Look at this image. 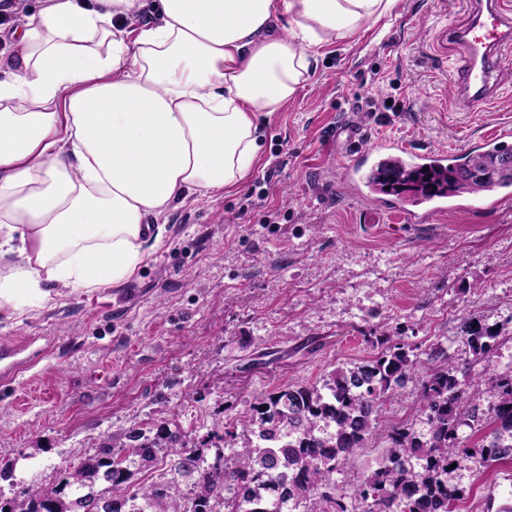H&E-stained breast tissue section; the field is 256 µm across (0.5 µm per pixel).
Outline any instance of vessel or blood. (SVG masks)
<instances>
[{
	"mask_svg": "<svg viewBox=\"0 0 512 512\" xmlns=\"http://www.w3.org/2000/svg\"><path fill=\"white\" fill-rule=\"evenodd\" d=\"M468 20L444 32L443 41L459 45L461 51L452 62V79L456 85L457 105L471 111L484 110L497 97L502 85L504 63L512 59V0H469ZM361 130L344 125L336 131L337 142L356 159L343 174L356 186H368L367 167L395 162L411 168L445 167L456 163L458 153L446 150L416 152L399 139H382L368 147L360 145ZM422 215H415L401 203L390 211L398 219L411 223L430 220L446 212L443 197L425 199Z\"/></svg>",
	"mask_w": 512,
	"mask_h": 512,
	"instance_id": "1",
	"label": "vessel or blood"
}]
</instances>
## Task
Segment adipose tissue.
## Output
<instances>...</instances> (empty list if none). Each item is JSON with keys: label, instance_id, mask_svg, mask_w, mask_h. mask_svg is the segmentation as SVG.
<instances>
[{"label": "adipose tissue", "instance_id": "1", "mask_svg": "<svg viewBox=\"0 0 512 512\" xmlns=\"http://www.w3.org/2000/svg\"><path fill=\"white\" fill-rule=\"evenodd\" d=\"M396 4L43 0L0 52V308L130 279L150 218L240 186L324 44Z\"/></svg>", "mask_w": 512, "mask_h": 512}]
</instances>
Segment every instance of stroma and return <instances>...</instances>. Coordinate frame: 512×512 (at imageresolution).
Here are the masks:
<instances>
[{
    "label": "stroma",
    "mask_w": 512,
    "mask_h": 512,
    "mask_svg": "<svg viewBox=\"0 0 512 512\" xmlns=\"http://www.w3.org/2000/svg\"><path fill=\"white\" fill-rule=\"evenodd\" d=\"M468 0H399L379 22L325 45L304 89L265 127L262 153L235 191L187 199L161 218V243L123 284L50 289L0 309V343L18 346L0 378V462L26 483L55 487L65 471L136 431L166 428L167 448L138 466L134 485L165 483L167 449L214 459L241 447L227 420L287 386L322 384L337 366L372 357L388 336L441 346L474 378L512 371V341L476 361L461 322L512 319V196H461L427 224L393 220L350 191L332 132L363 125L418 148L462 151L512 128V78L480 112L452 108L444 30ZM404 104L401 112L390 102ZM374 439L348 457L338 490L374 469ZM483 512H499L512 465L464 474Z\"/></svg>",
    "instance_id": "obj_1"
}]
</instances>
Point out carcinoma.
Returning <instances> with one entry per match:
<instances>
[{"label":"carcinoma","mask_w":512,"mask_h":512,"mask_svg":"<svg viewBox=\"0 0 512 512\" xmlns=\"http://www.w3.org/2000/svg\"><path fill=\"white\" fill-rule=\"evenodd\" d=\"M490 160H475L473 166L490 174L487 181L467 180L463 165H452L444 174L424 170L408 172L381 166L373 181L389 193L414 196L448 192L471 194L501 182L512 184V167L503 165L504 155ZM462 333L476 359L489 361L490 354L512 331L505 325L494 327L465 318ZM376 356L350 367L338 366L322 386L288 387L258 401L254 415L241 422L255 438L248 439L228 455L217 454L210 467H200L203 458L194 448L172 451L171 470L192 481V496L180 497L178 481L159 487L143 486L128 492L130 466L156 460L166 429L154 437L141 432L129 435L126 448L129 464H117V454L105 446L79 462L68 472L64 486L72 492L101 478L106 483L99 493L62 498L63 489L34 488L21 481L11 484L12 497L24 498L25 512H120L129 498H139L144 512H256L254 501L275 489L283 479L291 482L292 497L310 505L307 512H384L382 506L396 500V512H448L466 496L465 487L451 477L472 453L492 463L509 458L505 445L512 443V373H492L484 379L492 400L481 406L483 391L468 371L459 368L441 347L427 353L432 366L424 369L415 349L390 343ZM420 387V422L425 429L403 423L387 426L381 415L386 403L409 378ZM468 427L479 436L473 447H463L459 429ZM380 435L388 442L377 468L356 478L358 508L350 509L337 494L333 475L346 456ZM277 440L268 447L265 440ZM455 469H450V465Z\"/></svg>","instance_id":"cac0c4a2"}]
</instances>
